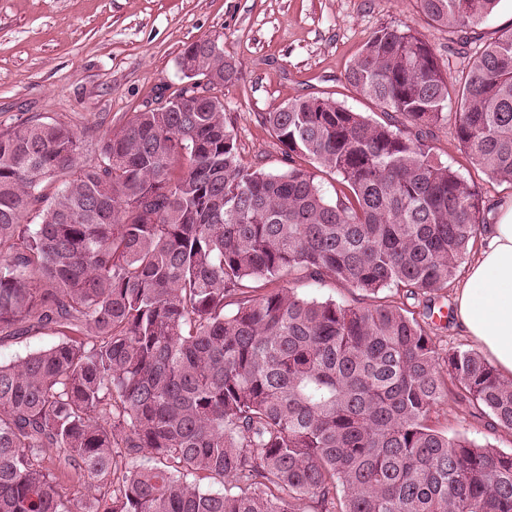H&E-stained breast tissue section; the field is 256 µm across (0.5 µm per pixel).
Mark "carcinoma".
I'll return each instance as SVG.
<instances>
[{
	"mask_svg": "<svg viewBox=\"0 0 512 512\" xmlns=\"http://www.w3.org/2000/svg\"><path fill=\"white\" fill-rule=\"evenodd\" d=\"M499 2L417 0L461 32ZM183 53L214 99L185 87L134 113L94 163L76 166L64 124L0 129V333L35 319L59 335L0 364V512H512V454L429 424L451 401L511 432L512 381L431 336L484 216L423 135L454 104L472 165L512 185V28L454 79L410 26L379 28L345 80L389 120L316 97L267 112L280 173L242 162L236 63ZM305 162L340 178L336 200ZM296 272L372 301L249 286ZM62 476L86 492L64 497Z\"/></svg>",
	"mask_w": 512,
	"mask_h": 512,
	"instance_id": "obj_1",
	"label": "carcinoma"
}]
</instances>
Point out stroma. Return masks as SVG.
I'll return each mask as SVG.
<instances>
[{
    "instance_id": "stroma-1",
    "label": "stroma",
    "mask_w": 512,
    "mask_h": 512,
    "mask_svg": "<svg viewBox=\"0 0 512 512\" xmlns=\"http://www.w3.org/2000/svg\"><path fill=\"white\" fill-rule=\"evenodd\" d=\"M383 25H408L433 45L450 75L467 64L459 34L422 15L416 0H0V129L57 121L81 143L78 164L95 162L101 139L133 113L174 98L191 42L218 38L240 75L224 89L245 164L286 171L282 147L260 117L299 96H319L380 121L384 115L346 84L344 73ZM441 162L473 182L487 223L512 203V185L489 182L461 151L453 120L429 136ZM37 325L0 341V362L57 342ZM439 432L512 453V433L491 429L453 404L433 413Z\"/></svg>"
}]
</instances>
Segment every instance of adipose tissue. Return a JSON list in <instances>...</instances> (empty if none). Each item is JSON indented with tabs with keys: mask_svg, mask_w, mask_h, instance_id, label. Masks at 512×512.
<instances>
[{
	"mask_svg": "<svg viewBox=\"0 0 512 512\" xmlns=\"http://www.w3.org/2000/svg\"><path fill=\"white\" fill-rule=\"evenodd\" d=\"M455 318L500 375L512 379V204L486 227L484 245L456 291Z\"/></svg>",
	"mask_w": 512,
	"mask_h": 512,
	"instance_id": "ef3b65f1",
	"label": "adipose tissue"
}]
</instances>
